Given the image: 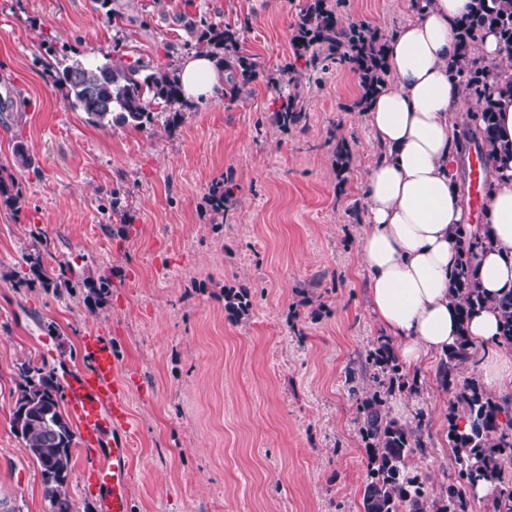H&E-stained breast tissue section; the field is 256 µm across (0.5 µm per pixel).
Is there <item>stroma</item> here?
<instances>
[{
  "mask_svg": "<svg viewBox=\"0 0 512 512\" xmlns=\"http://www.w3.org/2000/svg\"><path fill=\"white\" fill-rule=\"evenodd\" d=\"M307 0H0V178L23 202L0 205V498L49 512L39 466L11 429L15 372L47 360L85 367L80 338H108L122 365L134 431L133 512H362L368 457L345 383L383 331L369 312L354 211L369 131L356 74L337 67L304 84L306 130H283L273 80L293 62ZM405 0H343L342 23L381 34L400 27ZM231 26L260 74L239 99L185 108L168 134L95 127L49 75L57 58L120 49L171 70L201 22ZM349 146L337 173L336 139ZM27 164H20L19 155ZM233 198L224 217L206 196ZM121 193L127 222L109 208ZM39 248L66 273L58 298L24 284ZM114 268L110 294L86 299L84 272ZM244 286L248 318L229 322L223 291ZM47 349H40L41 337ZM429 362L404 374L393 415L424 413L412 468L438 496L457 479L448 445L453 392Z\"/></svg>",
  "mask_w": 512,
  "mask_h": 512,
  "instance_id": "35a3bbf8",
  "label": "stroma"
}]
</instances>
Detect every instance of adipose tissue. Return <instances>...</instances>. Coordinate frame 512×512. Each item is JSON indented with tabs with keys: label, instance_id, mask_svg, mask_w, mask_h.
Returning a JSON list of instances; mask_svg holds the SVG:
<instances>
[{
	"label": "adipose tissue",
	"instance_id": "ef3b65f1",
	"mask_svg": "<svg viewBox=\"0 0 512 512\" xmlns=\"http://www.w3.org/2000/svg\"><path fill=\"white\" fill-rule=\"evenodd\" d=\"M473 0H406L404 20L385 53L386 84L363 114L372 158L365 170V214L358 243L370 309L394 343L404 370L420 374L459 333L483 345V386L512 394V344L500 339L496 298L512 292V160L493 166L486 223L470 225L450 166L470 115L462 85L451 79L457 24ZM176 75L187 102L221 100L227 70L218 56L193 51ZM481 237L472 260L487 301L460 320L449 296L459 261L454 232Z\"/></svg>",
	"mask_w": 512,
	"mask_h": 512
}]
</instances>
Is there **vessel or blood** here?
Returning <instances> with one entry per match:
<instances>
[{
  "instance_id": "vessel-or-blood-1",
  "label": "vessel or blood",
  "mask_w": 512,
  "mask_h": 512,
  "mask_svg": "<svg viewBox=\"0 0 512 512\" xmlns=\"http://www.w3.org/2000/svg\"><path fill=\"white\" fill-rule=\"evenodd\" d=\"M84 369L62 377L65 403L78 425V438L91 464L100 512H132L137 494L127 395L121 365L109 340L97 332L82 336Z\"/></svg>"
}]
</instances>
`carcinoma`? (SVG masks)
I'll return each mask as SVG.
<instances>
[{
	"instance_id": "1",
	"label": "carcinoma",
	"mask_w": 512,
	"mask_h": 512,
	"mask_svg": "<svg viewBox=\"0 0 512 512\" xmlns=\"http://www.w3.org/2000/svg\"><path fill=\"white\" fill-rule=\"evenodd\" d=\"M496 31L505 49L512 50V0H474V6L458 25L460 59L451 75L463 85L465 96L478 110L476 123L465 129L459 145L476 143L483 193L489 192V169L501 155L512 156V145L498 143L495 134V105L488 92L491 75L486 67L469 58V50L481 33ZM296 59L304 60L309 78L322 81L329 65L338 64L357 74L360 95L358 106L368 103L386 81L384 55L387 38L367 25H342L328 0H311L300 9L293 39ZM222 49L229 71L224 96L235 100L259 75L257 62L240 54L239 36L228 27L215 24L197 39L195 49ZM52 78L62 90L64 100L73 109L84 112L89 124L130 126L138 130L155 125L164 118L163 127L171 133L182 123L185 104L174 71H153L144 62H127L121 55H104V60L85 59L70 63L56 62ZM280 105L275 112L276 124L284 129H305L308 113L304 91L293 78L288 91H278ZM233 188L219 183L211 189L209 205L217 216H224ZM21 192L0 178V203L14 210L21 203ZM461 252L460 263L452 276V298L461 321L484 302L472 271L471 258L483 245L477 237L462 230L455 232ZM28 266L27 281H38L57 297L70 292L71 280L44 264L41 252L24 257ZM82 284L88 288L87 300L100 301L110 293L111 276L104 271L83 273ZM252 306L247 288L224 289V313L238 322ZM501 316V340L512 344V293L498 301ZM472 344L465 335L448 347L437 366L439 384L446 390L456 387L460 370L469 362ZM371 370L373 390L359 394L357 378L350 372L346 383L358 398L360 433L369 460L368 475L362 491L363 512H468L470 491L479 481L493 486L490 512H512V472L504 460L512 458V417L501 403L475 383L458 391L448 413V445L458 469L457 482L448 485L445 494L430 498L425 482L414 472L411 459L423 452V414L415 421L401 420L387 407L390 397L403 390L405 383L400 364L389 341L378 338L365 358ZM59 388L54 371L46 362L28 360L18 367L16 398L11 428L22 439L37 462L49 502V512H72L69 495L74 432L69 417L57 398ZM464 416L469 430L461 432L457 419Z\"/></svg>"
}]
</instances>
